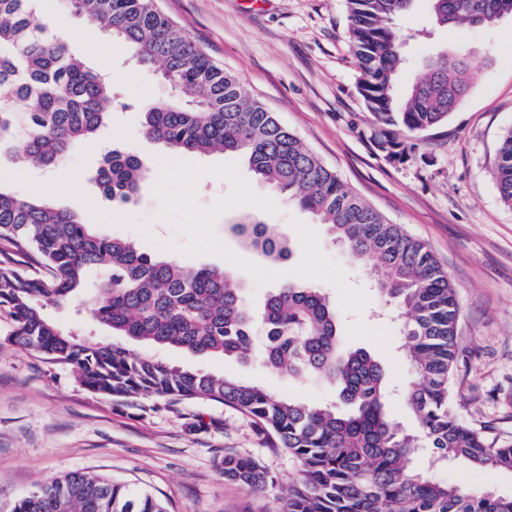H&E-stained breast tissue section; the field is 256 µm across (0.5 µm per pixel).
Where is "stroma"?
I'll list each match as a JSON object with an SVG mask.
<instances>
[{"mask_svg": "<svg viewBox=\"0 0 512 512\" xmlns=\"http://www.w3.org/2000/svg\"><path fill=\"white\" fill-rule=\"evenodd\" d=\"M221 68L239 76L251 95L275 112L340 179L385 219L428 244L447 271L460 306V371L456 410L512 439V207L499 198L493 178L502 135L512 129V16L480 28L446 31L430 20L427 0H414L398 17L408 34L405 61L395 92L404 96L427 60L464 48L471 59L468 90L447 122L423 133L407 161L389 160L373 145V115L357 90L358 70L348 38L347 0H153ZM66 18L70 51L91 69L123 75L125 107L115 108L112 126L91 142L89 157L73 153L84 199L56 195L52 201L92 221V209L137 219L153 216L152 193L162 144L144 137L137 105L170 97V88L143 70L130 51L113 46L100 28L53 6ZM133 151L146 176L133 199L117 204L101 197L93 180L103 154ZM242 175L272 198L280 215L263 214L285 241L286 258L273 260L227 229L248 215L241 207L222 215L216 232L240 256L275 271L300 261L302 249L289 224L298 218L319 235L322 251L339 262L351 285L370 290L362 313L371 326L392 333L377 357L392 383L408 378L393 306L372 292L373 273L334 243L326 225L287 194L264 186L246 160ZM12 321L0 311V506L35 484L71 471H91L134 485L160 498L167 512H277L298 466L287 454L266 448L256 430L222 405L183 403L153 408L149 400L115 402L79 386L70 371L24 352L9 340ZM172 363L234 376L302 402L334 396L330 383L297 382L248 362L168 350ZM205 425L191 429L195 417ZM251 455L279 478L276 488L253 494L225 480L219 466L225 449ZM448 481H474L477 488L512 494V471L490 469L474 476L451 462L438 472Z\"/></svg>", "mask_w": 512, "mask_h": 512, "instance_id": "35a3bbf8", "label": "stroma"}]
</instances>
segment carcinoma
I'll return each mask as SVG.
<instances>
[{
  "instance_id": "cac0c4a2",
  "label": "carcinoma",
  "mask_w": 512,
  "mask_h": 512,
  "mask_svg": "<svg viewBox=\"0 0 512 512\" xmlns=\"http://www.w3.org/2000/svg\"><path fill=\"white\" fill-rule=\"evenodd\" d=\"M42 0H0V148L28 166L53 171L79 145L112 125L118 91L91 70L66 41L48 33ZM349 40L358 92L373 114L374 147L392 161L415 152L420 134L444 123L467 90L469 57L461 50L431 57L406 96L394 86L404 37L395 19L413 0H347ZM442 28L484 27L512 15V0H430ZM74 15L101 26L112 43L187 98L138 103L144 135L176 153L240 154L267 187L284 192L327 224L356 262L380 272L376 288L396 305L412 380L401 397L419 431L387 413L392 387L376 357L342 349L336 308L315 288L290 284L271 291L260 316L246 303L233 273L140 251L98 232L46 199H23L0 185V309L13 324L10 341L67 368L85 389L112 400L144 398L222 404L248 421L269 448L299 463L281 512H512V495L475 492L417 471L422 444L444 464L463 461L482 473L512 470V440L464 420L454 408L459 371V304L448 273L423 241L391 224L326 167L300 138L250 97L240 79L212 61L152 0H61ZM412 135L401 140L395 130ZM494 177L512 206V129L501 138ZM143 179L131 151L104 159L96 183L107 199L127 202ZM232 230L261 254L283 259L284 242L258 217ZM76 299L112 334L156 353L134 354L108 338L72 334L43 313L46 304ZM263 361L298 378L335 386L337 403L308 404L263 387L170 363V348L246 360L256 324ZM224 479L264 493L276 474L232 448L220 461ZM8 512H166L151 494L89 472L58 475L15 499Z\"/></svg>"
}]
</instances>
